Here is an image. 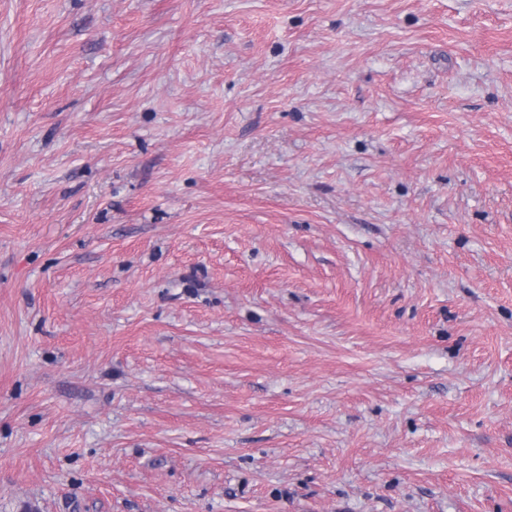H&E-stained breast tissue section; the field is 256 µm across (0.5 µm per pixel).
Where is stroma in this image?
I'll return each mask as SVG.
<instances>
[{"label":"stroma","mask_w":512,"mask_h":512,"mask_svg":"<svg viewBox=\"0 0 512 512\" xmlns=\"http://www.w3.org/2000/svg\"><path fill=\"white\" fill-rule=\"evenodd\" d=\"M0 512H512V0H0Z\"/></svg>","instance_id":"1"}]
</instances>
